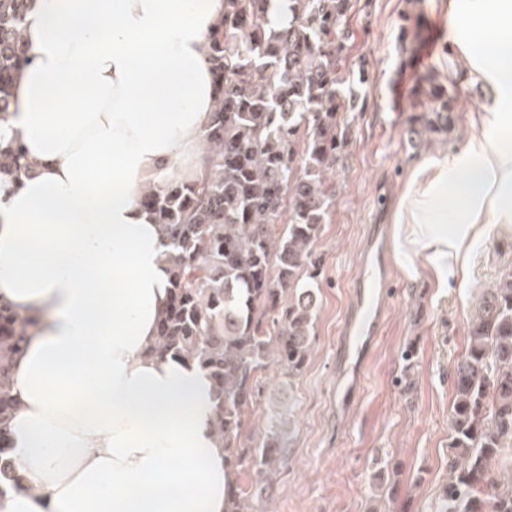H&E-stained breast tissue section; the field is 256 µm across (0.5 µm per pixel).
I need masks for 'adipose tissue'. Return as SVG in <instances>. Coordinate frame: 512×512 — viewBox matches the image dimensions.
Masks as SVG:
<instances>
[{"label":"adipose tissue","mask_w":512,"mask_h":512,"mask_svg":"<svg viewBox=\"0 0 512 512\" xmlns=\"http://www.w3.org/2000/svg\"><path fill=\"white\" fill-rule=\"evenodd\" d=\"M448 49L492 87L461 152L418 166L392 222L406 262L462 274L512 224V0H441ZM224 0H31L0 138V303L33 318L12 362L20 490L0 512H224L209 379L149 354L168 306L163 242L137 192L196 164L215 105L206 37ZM24 159L23 150L13 143H4L0 139V172H19L21 169L30 168V163H21Z\"/></svg>","instance_id":"obj_1"}]
</instances>
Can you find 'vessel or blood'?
<instances>
[{
  "label": "vessel or blood",
  "mask_w": 512,
  "mask_h": 512,
  "mask_svg": "<svg viewBox=\"0 0 512 512\" xmlns=\"http://www.w3.org/2000/svg\"><path fill=\"white\" fill-rule=\"evenodd\" d=\"M353 307L341 330L343 353L353 354L359 366H366L382 331L383 311L376 303L387 292L389 276L382 265L361 262Z\"/></svg>",
  "instance_id": "vessel-or-blood-1"
}]
</instances>
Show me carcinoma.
I'll list each match as a JSON object with an SVG mask.
<instances>
[{"label":"carcinoma","instance_id":"1","mask_svg":"<svg viewBox=\"0 0 512 512\" xmlns=\"http://www.w3.org/2000/svg\"><path fill=\"white\" fill-rule=\"evenodd\" d=\"M281 2L288 15L274 25V0H224L207 37L216 101L199 166L140 190L172 283L151 351L195 364L211 382L225 512H258L238 483L241 471L270 487L286 463L292 420L283 406H269L255 446L245 444L243 428L259 375L272 366L290 385L309 359L322 275L317 242L353 138L346 89L369 81L347 60L355 0ZM27 5L0 0V120L30 63ZM459 104L458 85L427 75L412 94L410 127L446 140ZM23 159L20 146L0 139V172L30 168ZM31 324L0 304V497L19 489L11 366ZM453 388L448 481L435 512H512V271L478 289Z\"/></svg>","mask_w":512,"mask_h":512}]
</instances>
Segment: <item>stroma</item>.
<instances>
[{"instance_id":"35a3bbf8","label":"stroma","mask_w":512,"mask_h":512,"mask_svg":"<svg viewBox=\"0 0 512 512\" xmlns=\"http://www.w3.org/2000/svg\"><path fill=\"white\" fill-rule=\"evenodd\" d=\"M416 15L423 18V33L402 47V19ZM350 26L357 38L349 63L367 69L372 81L355 89L366 109L358 115L336 180L335 212L318 243L323 278L312 354L292 387L282 386L274 369L262 373L259 405L244 427L246 436L258 438L264 408L289 398V461L272 489L248 471L239 481L250 501L272 512H431L448 476L451 373L466 349L473 295L512 268V231L490 225L472 252L466 277L445 288L438 287L428 265L406 270L398 252H391L384 330L364 373L362 399L343 407L336 393L339 332L350 311L366 227L389 222L419 164L466 143L470 116L488 94L483 84L458 76L459 120L448 141L411 140L406 109L416 80L432 72L444 81L456 68L446 51L453 22L431 0H357ZM409 346L416 362L406 375L400 354Z\"/></svg>"}]
</instances>
